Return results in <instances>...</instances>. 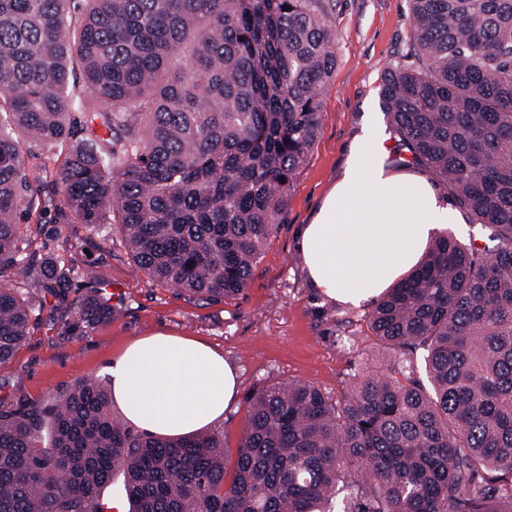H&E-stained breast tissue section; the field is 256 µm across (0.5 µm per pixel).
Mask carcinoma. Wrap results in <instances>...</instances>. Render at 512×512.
I'll return each instance as SVG.
<instances>
[{
    "label": "carcinoma",
    "instance_id": "carcinoma-1",
    "mask_svg": "<svg viewBox=\"0 0 512 512\" xmlns=\"http://www.w3.org/2000/svg\"><path fill=\"white\" fill-rule=\"evenodd\" d=\"M410 4L416 64L387 70L380 109L491 248L438 233L368 315L384 371L336 399L254 390L231 468L224 434H139L100 381L0 408V512H104L117 472L131 512H512V0ZM336 64L323 0H0V366L71 272L20 258L47 188L60 220L112 225L148 278L245 288ZM34 148L63 154L46 185ZM75 310L112 317L95 284Z\"/></svg>",
    "mask_w": 512,
    "mask_h": 512
}]
</instances>
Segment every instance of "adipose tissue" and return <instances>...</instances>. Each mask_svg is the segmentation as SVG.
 I'll return each mask as SVG.
<instances>
[{
    "label": "adipose tissue",
    "mask_w": 512,
    "mask_h": 512,
    "mask_svg": "<svg viewBox=\"0 0 512 512\" xmlns=\"http://www.w3.org/2000/svg\"><path fill=\"white\" fill-rule=\"evenodd\" d=\"M383 154L379 129L364 123L296 244L311 288L352 307L393 286L437 232L463 219L425 176L387 170ZM110 376L125 419L157 435H188L222 420L238 391L219 352L164 332L129 343Z\"/></svg>",
    "instance_id": "1"
}]
</instances>
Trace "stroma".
Here are the masks:
<instances>
[{
    "label": "stroma",
    "mask_w": 512,
    "mask_h": 512,
    "mask_svg": "<svg viewBox=\"0 0 512 512\" xmlns=\"http://www.w3.org/2000/svg\"><path fill=\"white\" fill-rule=\"evenodd\" d=\"M325 5L338 63L322 94L320 132L246 288L231 298L206 299L153 282L135 271L124 245L109 237L108 225L91 231L59 221L56 197L42 192L24 218L25 253L42 266L57 258L73 260L75 270L64 287L44 295L29 336L0 367V405H35L80 380L108 379L112 363L132 340L166 331L208 343L237 371V398L215 424L232 451L250 390L303 382L333 398L362 374L381 370L387 353L368 329V307L347 308L309 288L296 241L344 166L362 118L386 123L378 96L383 74L414 62L410 2L325 0ZM91 276L110 297L112 318L67 330Z\"/></svg>",
    "instance_id": "35a3bbf8"
}]
</instances>
